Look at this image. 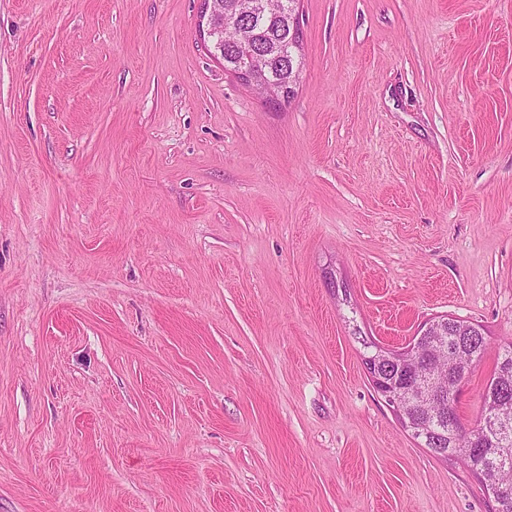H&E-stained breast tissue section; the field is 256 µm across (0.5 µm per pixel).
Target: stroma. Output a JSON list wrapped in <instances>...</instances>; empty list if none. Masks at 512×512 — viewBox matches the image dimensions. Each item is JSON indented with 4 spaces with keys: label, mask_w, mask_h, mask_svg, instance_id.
<instances>
[{
    "label": "stroma",
    "mask_w": 512,
    "mask_h": 512,
    "mask_svg": "<svg viewBox=\"0 0 512 512\" xmlns=\"http://www.w3.org/2000/svg\"><path fill=\"white\" fill-rule=\"evenodd\" d=\"M201 0H0V512H493L367 342L512 340V0H301L270 106Z\"/></svg>",
    "instance_id": "1"
}]
</instances>
